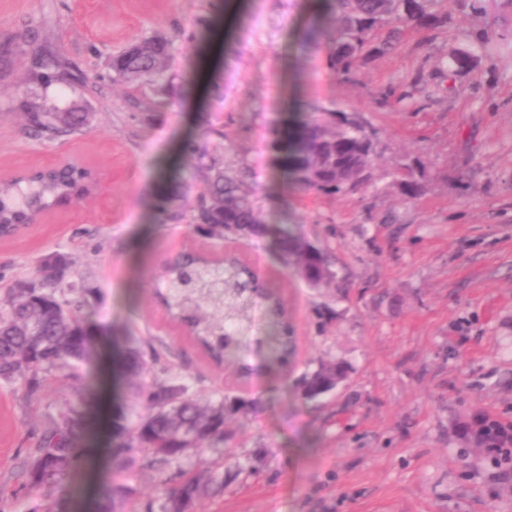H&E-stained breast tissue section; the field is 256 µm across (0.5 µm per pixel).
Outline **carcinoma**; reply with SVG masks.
Here are the masks:
<instances>
[{
  "label": "carcinoma",
  "instance_id": "1",
  "mask_svg": "<svg viewBox=\"0 0 512 512\" xmlns=\"http://www.w3.org/2000/svg\"><path fill=\"white\" fill-rule=\"evenodd\" d=\"M331 25L327 32L311 30L308 40H325L326 65L342 82H353L361 65L372 56L391 53L410 32H428L448 24V0H329ZM170 43L162 36L136 41L112 59V82H156L165 73L164 59ZM489 36L475 33L454 51L441 68L448 85H453L467 70L485 64L493 66ZM89 115L71 112H33L31 127L37 135L85 132ZM280 146L284 150L287 179L296 188L317 196L356 195L375 186L378 147L365 133V123L346 111L323 108L309 112L287 130ZM191 158L198 159V171L207 184L205 193L188 203L185 187L174 182L162 191L157 202L158 219L172 217V207L188 208L196 232L206 238L224 235L259 236L267 232L253 191L247 187L248 172L228 170L224 156L216 149L193 146ZM388 176L393 178L409 200L420 195L426 178V166L420 160H403ZM90 173L76 165L64 170L34 173L28 195L17 202L0 194V237H10L35 221L37 215L72 196L88 190ZM278 246L287 266L304 263L306 279L323 276L336 280V271L321 244L306 251L307 239L288 224L276 228ZM171 277L164 281L161 295L168 312L194 326L197 340L210 355L220 361L236 349L239 336L250 335L254 327L244 316L253 304L249 281L253 273L234 259L208 262L191 255L169 262ZM66 263L61 259L45 261L36 273L41 287L27 294L22 283L8 291V301L0 307V380L24 382L32 389L40 376L74 370L86 358L96 331L82 312L65 299V292L92 293L85 284L65 281ZM206 301L220 317L200 320L199 301ZM148 365L146 353L130 347L121 360L118 374L137 375ZM350 365L319 361L316 370L306 374L302 383L308 401L320 399L338 376H348ZM183 385L165 381L145 383L136 400L145 411L133 406L117 412L104 408L112 434L111 454L121 458L126 469H133L140 456L152 462L178 467V481L165 489L163 496L150 502L146 512H182L196 501L224 487V464L241 473H254L257 458L224 457L229 419L246 408L238 397L220 400L186 396ZM94 399V391L81 394L66 404L52 430L40 440L27 469L25 489L41 493L71 478L86 464L83 452L85 408ZM192 436L196 448L216 456V466L202 477L185 463V437ZM472 445L487 451L512 448V421L482 416V426ZM130 492L126 486L101 485L89 505L90 512H111L115 496Z\"/></svg>",
  "mask_w": 512,
  "mask_h": 512
}]
</instances>
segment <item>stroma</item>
<instances>
[{
  "mask_svg": "<svg viewBox=\"0 0 512 512\" xmlns=\"http://www.w3.org/2000/svg\"><path fill=\"white\" fill-rule=\"evenodd\" d=\"M329 24L328 0H0V43L19 45L0 57V190L57 162L84 166L95 181L0 238V306L55 257L98 291L89 301L70 295L87 303L97 336L75 373L42 378L32 395L0 381V512H43L65 497L23 489L37 439L89 373L146 344L157 358L123 379L114 409L155 379L247 403L227 424L226 449L259 453V472L227 475L223 493L198 500L195 512H512V472L459 434L478 412L512 420V0H490L464 26L409 35L352 83L327 68L324 45L303 41ZM480 29L497 41L493 66L447 90L441 60ZM155 34L172 42L164 80L113 83V55ZM36 51L59 62L50 81L32 79ZM389 87L413 95L381 106ZM314 105L379 129V180L364 196L317 197L284 178L275 139ZM73 109L90 114L88 132H31L29 113ZM190 142L222 143L225 160L249 171L265 224L329 244L335 283L308 287L272 235L208 239L184 218L159 223L156 203L173 179L192 198L205 189ZM407 156L428 170L413 200L388 176ZM186 252L236 255L279 307L255 306L254 335L220 364L157 296L169 260ZM319 360L346 361L352 372L309 402L298 381ZM173 475L145 458L135 471L109 461L100 473L132 489L112 512H144Z\"/></svg>",
  "mask_w": 512,
  "mask_h": 512,
  "instance_id": "obj_1",
  "label": "stroma"
}]
</instances>
